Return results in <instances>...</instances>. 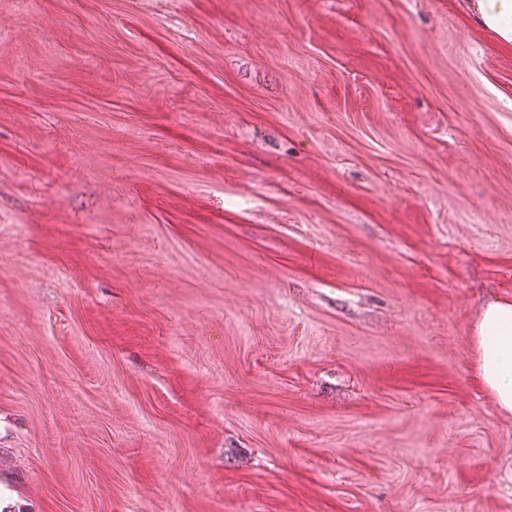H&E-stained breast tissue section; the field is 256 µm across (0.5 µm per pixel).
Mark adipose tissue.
I'll list each match as a JSON object with an SVG mask.
<instances>
[{
    "label": "adipose tissue",
    "instance_id": "ef3b65f1",
    "mask_svg": "<svg viewBox=\"0 0 512 512\" xmlns=\"http://www.w3.org/2000/svg\"><path fill=\"white\" fill-rule=\"evenodd\" d=\"M475 355L499 409L512 413V303L487 304L477 327Z\"/></svg>",
    "mask_w": 512,
    "mask_h": 512
}]
</instances>
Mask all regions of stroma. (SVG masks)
<instances>
[{"label":"stroma","mask_w":512,"mask_h":512,"mask_svg":"<svg viewBox=\"0 0 512 512\" xmlns=\"http://www.w3.org/2000/svg\"><path fill=\"white\" fill-rule=\"evenodd\" d=\"M6 512H512V43L476 0H0ZM477 369L497 406L512 413V303L490 302L475 336Z\"/></svg>","instance_id":"stroma-1"}]
</instances>
